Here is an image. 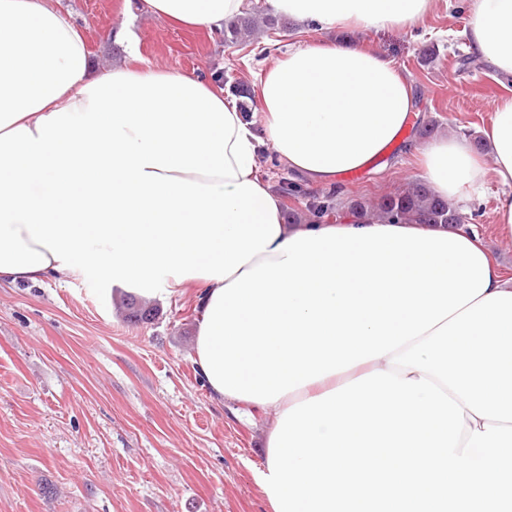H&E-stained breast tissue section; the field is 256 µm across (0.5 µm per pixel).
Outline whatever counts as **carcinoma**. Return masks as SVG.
Returning <instances> with one entry per match:
<instances>
[{
	"instance_id": "cac0c4a2",
	"label": "carcinoma",
	"mask_w": 512,
	"mask_h": 512,
	"mask_svg": "<svg viewBox=\"0 0 512 512\" xmlns=\"http://www.w3.org/2000/svg\"><path fill=\"white\" fill-rule=\"evenodd\" d=\"M262 16L267 30L279 28L280 19L255 8L237 17L224 28V43L235 46L245 45L256 30V16ZM336 192L322 196L313 195L306 203L308 222L317 223L325 217L338 215ZM378 218L391 223L406 220H419L428 224H446L451 220H460L462 216L447 201L436 197L422 184H412L404 190L381 197L372 205Z\"/></svg>"
}]
</instances>
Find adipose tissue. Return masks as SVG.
I'll return each instance as SVG.
<instances>
[{
	"label": "adipose tissue",
	"mask_w": 512,
	"mask_h": 512,
	"mask_svg": "<svg viewBox=\"0 0 512 512\" xmlns=\"http://www.w3.org/2000/svg\"><path fill=\"white\" fill-rule=\"evenodd\" d=\"M219 33L245 0H143ZM297 26L403 31L435 0H267ZM472 53L512 78V0H472ZM246 118L182 71L93 70L45 0H0V284L92 279L145 299L196 290L212 396L272 412L257 482L272 512H502L512 501V284L477 235L347 215L288 224L261 143L316 186L397 141L396 62L319 39L261 75ZM488 155L443 136L422 176L456 199L493 179L512 238V98ZM460 473L461 482L444 475Z\"/></svg>",
	"instance_id": "obj_1"
}]
</instances>
